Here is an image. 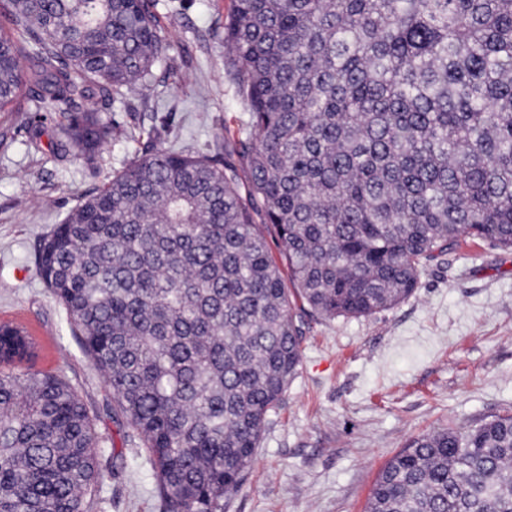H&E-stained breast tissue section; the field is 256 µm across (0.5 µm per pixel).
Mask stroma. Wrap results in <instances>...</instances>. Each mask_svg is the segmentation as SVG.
Instances as JSON below:
<instances>
[{"mask_svg":"<svg viewBox=\"0 0 512 512\" xmlns=\"http://www.w3.org/2000/svg\"><path fill=\"white\" fill-rule=\"evenodd\" d=\"M231 0H158L172 48L157 96L112 104L102 119L132 136L94 160L53 152L56 112H0V324L38 345L25 371L54 373L90 412L105 475L89 512H164L153 471L112 390L90 364L63 305L36 271L42 237L129 161L173 143L215 154L245 106L224 67ZM302 362L268 416L255 460L224 512H364L385 463L422 433L512 413V250L467 240L430 262L414 294L359 318H303Z\"/></svg>","mask_w":512,"mask_h":512,"instance_id":"obj_1","label":"stroma"}]
</instances>
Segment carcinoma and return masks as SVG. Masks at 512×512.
Here are the masks:
<instances>
[{
    "mask_svg": "<svg viewBox=\"0 0 512 512\" xmlns=\"http://www.w3.org/2000/svg\"><path fill=\"white\" fill-rule=\"evenodd\" d=\"M155 9L0 0V112L61 113L59 153L127 137L81 104L154 91ZM224 46L248 114L225 159L143 154L36 257L167 512L241 488L302 313L392 308L467 238L512 249V0H233ZM34 348L0 325V512H86L98 437L63 377L14 371ZM365 512H512V414L414 437Z\"/></svg>",
    "mask_w": 512,
    "mask_h": 512,
    "instance_id": "cac0c4a2",
    "label": "carcinoma"
}]
</instances>
